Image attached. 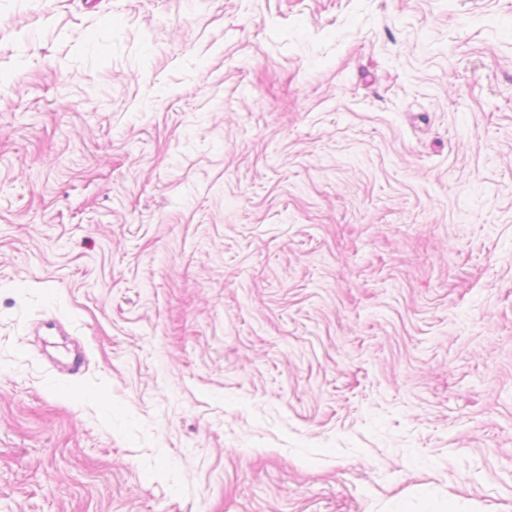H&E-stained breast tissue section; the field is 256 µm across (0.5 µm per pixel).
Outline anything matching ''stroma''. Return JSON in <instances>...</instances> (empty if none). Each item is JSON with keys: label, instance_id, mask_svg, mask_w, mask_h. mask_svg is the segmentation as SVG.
Listing matches in <instances>:
<instances>
[{"label": "stroma", "instance_id": "35a3bbf8", "mask_svg": "<svg viewBox=\"0 0 512 512\" xmlns=\"http://www.w3.org/2000/svg\"><path fill=\"white\" fill-rule=\"evenodd\" d=\"M0 512H512V0H0Z\"/></svg>", "mask_w": 512, "mask_h": 512}]
</instances>
